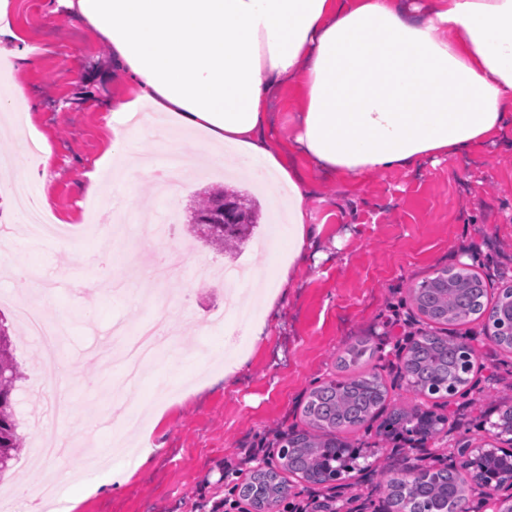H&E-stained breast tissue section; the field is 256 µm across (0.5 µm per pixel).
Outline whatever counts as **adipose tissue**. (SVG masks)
Listing matches in <instances>:
<instances>
[{"label": "adipose tissue", "mask_w": 512, "mask_h": 512, "mask_svg": "<svg viewBox=\"0 0 512 512\" xmlns=\"http://www.w3.org/2000/svg\"><path fill=\"white\" fill-rule=\"evenodd\" d=\"M53 19L91 28L127 85L112 103L114 169L125 166L148 108L168 127L202 132L207 160L288 191V237L274 281L257 279L267 318L313 244L310 184L290 164L356 179L483 146L512 127V0H55ZM298 105L287 148L267 133L283 87Z\"/></svg>", "instance_id": "1"}]
</instances>
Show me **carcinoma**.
<instances>
[{
  "label": "carcinoma",
  "mask_w": 512,
  "mask_h": 512,
  "mask_svg": "<svg viewBox=\"0 0 512 512\" xmlns=\"http://www.w3.org/2000/svg\"><path fill=\"white\" fill-rule=\"evenodd\" d=\"M226 203L233 206V229L216 235L208 233V223L221 222ZM188 223L210 244L222 248L234 241L242 242L245 230L258 220L247 195L218 186L205 192L192 207ZM412 299L420 314L435 326L460 325L484 315L492 322L499 310L512 300V286L501 289L490 305L484 280L469 269H459L447 271L425 287L414 289ZM367 351L365 341L353 346L340 358V368L347 376L311 389L304 406L309 430L300 433L292 449L281 456L280 470H257L241 484L240 492L249 499L254 512H262L267 501L279 498L287 483L282 476L284 472L312 482L333 461L341 464V470H349V461L355 455L347 443L336 437V432L362 426L384 405L387 397L378 378L355 373ZM468 365L463 360L461 342L440 335L434 328L423 333L418 344L408 348L404 361L414 387L423 390L437 384L449 395L469 383ZM18 378L11 337L8 328L0 322V474L9 469L23 445L13 402ZM440 423L439 419H426L398 408L390 416V425L401 433L419 429L435 433ZM466 493L467 487L459 474L449 468L436 471L427 482L414 488L402 482H386L391 512H459Z\"/></svg>",
  "instance_id": "1"
}]
</instances>
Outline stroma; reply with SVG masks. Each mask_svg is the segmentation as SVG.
<instances>
[{
  "label": "stroma",
  "mask_w": 512,
  "mask_h": 512,
  "mask_svg": "<svg viewBox=\"0 0 512 512\" xmlns=\"http://www.w3.org/2000/svg\"><path fill=\"white\" fill-rule=\"evenodd\" d=\"M12 2L11 23L20 36L12 64L47 159L45 177L31 189L34 197L46 198L53 218L66 221L76 249L60 254L47 246L19 248L17 263L39 271V284H22L0 271V318L21 373L15 409L26 437L0 479V512H29V500L16 495V487H42L62 473L58 460L34 451L42 430L54 427L74 442L101 448L138 399L149 395L158 417L145 419L139 429L152 448L148 462L125 463L124 482L102 487L73 512H214L227 480L244 483L263 459L280 466L277 450L288 433L307 428L302 407L308 392L335 379L337 357L360 340L374 349L364 369L387 387L388 406L344 435L360 451L345 477L351 512L383 505L393 468L416 461L431 465L457 442L481 447L491 440L502 411L512 407V353L495 345L485 319L446 330L469 337L478 353L467 395L448 400L418 392L401 380L399 368L407 343L427 328L411 301L412 288L460 262L487 276L490 294L512 285V130L465 156L424 160L359 180L312 174L308 160L292 154L296 168L314 177L307 205L321 231L287 301L270 319L266 340L248 348L245 368L229 384L223 361L211 356L242 338L237 318L214 320L224 309L225 274L247 265L267 267L263 243L277 218L276 205L252 178L213 165L177 182L170 201H157L154 179L116 182L108 169L102 171L100 196H87V175L98 170L112 139L110 105L121 84L112 75L111 49L86 26L50 20V0ZM34 47L40 50L38 68H23L21 55ZM74 59L85 80L76 79ZM219 184L249 192L258 211L252 236L232 253L195 237L186 222L196 197ZM154 222L173 225L171 244L186 253L181 274L164 286L176 299L164 312L140 301L155 286L146 271L159 247L143 231ZM93 224L124 226L122 235L110 237L108 250L133 254L140 274L122 264H94L99 243L86 231ZM103 275L110 287L78 286ZM23 294L42 305L46 320L69 331L58 364L68 373L73 410L61 424L50 413L53 391L38 381L42 348L16 316L15 299ZM150 321L164 327L184 365L177 371L157 365L127 382L115 355L126 336ZM393 405L446 417L428 454L415 449L412 435L390 433Z\"/></svg>",
  "instance_id": "stroma-1"
}]
</instances>
